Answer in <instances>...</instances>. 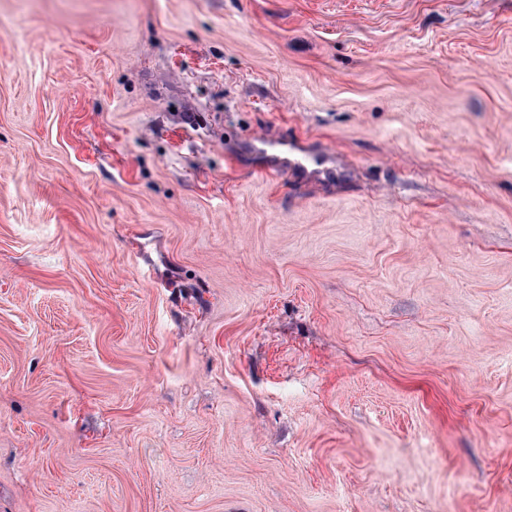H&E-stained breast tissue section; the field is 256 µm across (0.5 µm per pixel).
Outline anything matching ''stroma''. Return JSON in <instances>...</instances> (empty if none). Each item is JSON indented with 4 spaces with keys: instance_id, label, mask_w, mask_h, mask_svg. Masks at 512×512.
<instances>
[{
    "instance_id": "35a3bbf8",
    "label": "stroma",
    "mask_w": 512,
    "mask_h": 512,
    "mask_svg": "<svg viewBox=\"0 0 512 512\" xmlns=\"http://www.w3.org/2000/svg\"><path fill=\"white\" fill-rule=\"evenodd\" d=\"M0 512H512V0H0ZM251 145L268 159L269 170L288 172L289 169L310 174L306 164L307 153L297 143L280 138L256 137L251 140Z\"/></svg>"
}]
</instances>
